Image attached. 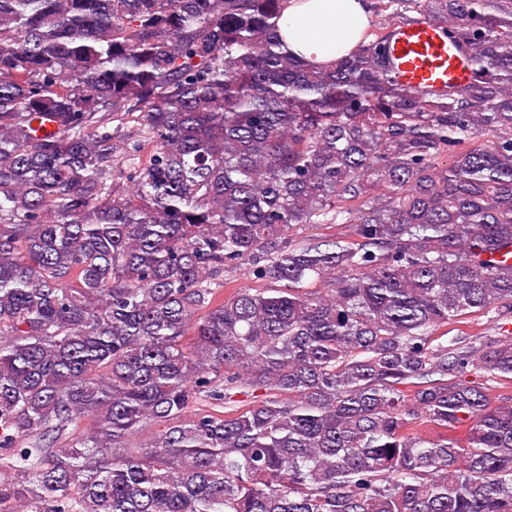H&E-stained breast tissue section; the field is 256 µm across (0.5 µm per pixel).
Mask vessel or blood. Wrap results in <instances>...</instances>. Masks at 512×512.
<instances>
[{"label":"vessel or blood","mask_w":512,"mask_h":512,"mask_svg":"<svg viewBox=\"0 0 512 512\" xmlns=\"http://www.w3.org/2000/svg\"><path fill=\"white\" fill-rule=\"evenodd\" d=\"M472 54V49L459 45L441 26L428 22L393 26L388 48L399 83L414 91L435 94L468 84Z\"/></svg>","instance_id":"obj_1"}]
</instances>
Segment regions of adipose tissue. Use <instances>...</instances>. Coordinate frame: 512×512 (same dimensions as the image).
<instances>
[{"instance_id": "obj_1", "label": "adipose tissue", "mask_w": 512, "mask_h": 512, "mask_svg": "<svg viewBox=\"0 0 512 512\" xmlns=\"http://www.w3.org/2000/svg\"><path fill=\"white\" fill-rule=\"evenodd\" d=\"M369 23L365 0H287L279 34L291 53L325 68L361 41Z\"/></svg>"}]
</instances>
